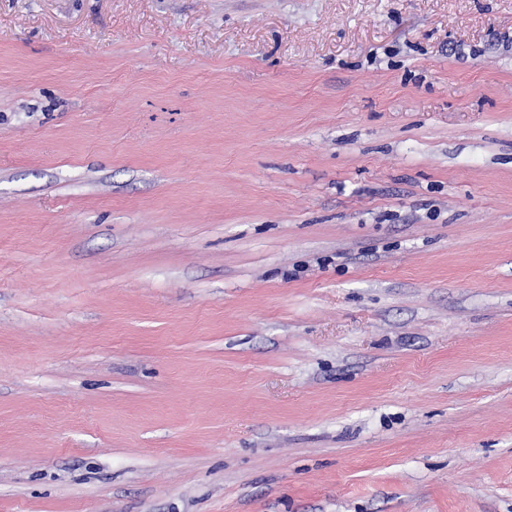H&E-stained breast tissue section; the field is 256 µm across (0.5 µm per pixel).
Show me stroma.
Wrapping results in <instances>:
<instances>
[{"label":"stroma","instance_id":"35a3bbf8","mask_svg":"<svg viewBox=\"0 0 512 512\" xmlns=\"http://www.w3.org/2000/svg\"><path fill=\"white\" fill-rule=\"evenodd\" d=\"M0 512H512V0H0Z\"/></svg>","mask_w":512,"mask_h":512}]
</instances>
